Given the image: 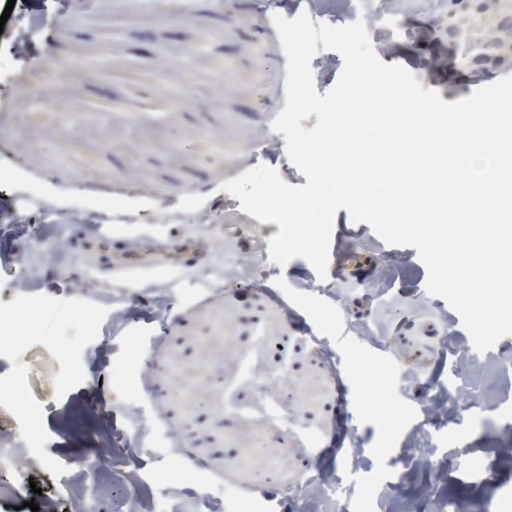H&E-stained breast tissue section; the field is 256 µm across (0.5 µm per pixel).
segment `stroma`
<instances>
[{
  "label": "stroma",
  "instance_id": "obj_1",
  "mask_svg": "<svg viewBox=\"0 0 512 512\" xmlns=\"http://www.w3.org/2000/svg\"><path fill=\"white\" fill-rule=\"evenodd\" d=\"M303 12L342 25L361 14L371 40L391 45L381 61L448 103L507 74L460 59L444 22L423 40L421 18H444L448 0H392L387 13L379 0H167L159 13L151 0H16L0 27V168L14 175L0 183V307L32 306L0 343V430L14 455L0 473L15 488L0 512H31L33 484L58 512H207L234 491L261 512H303L288 490L315 468L344 512L470 501L512 512V336L474 351L459 315L427 293L417 249L343 208L333 234L352 258L340 274L320 278L301 258L256 267L279 227L221 189L260 164L307 183L271 127L287 76L271 16ZM443 50L455 69L432 70ZM74 62V91L56 94L55 69ZM44 99L50 126L36 113ZM95 191L114 204L109 242L87 221ZM252 224L258 234H239ZM218 264L228 276L210 277ZM33 268L37 282L19 290ZM426 314L446 334L404 344L379 329ZM123 445L121 469L85 476L87 460ZM126 473L139 489L113 496Z\"/></svg>",
  "mask_w": 512,
  "mask_h": 512
}]
</instances>
